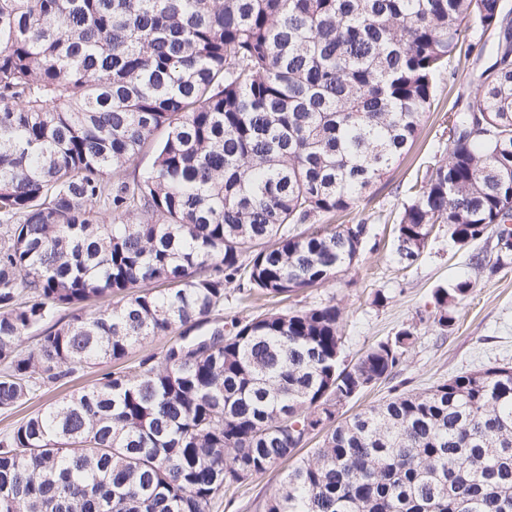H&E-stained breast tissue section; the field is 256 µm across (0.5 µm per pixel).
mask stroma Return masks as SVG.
Returning <instances> with one entry per match:
<instances>
[{"label": "stroma", "instance_id": "obj_1", "mask_svg": "<svg viewBox=\"0 0 512 512\" xmlns=\"http://www.w3.org/2000/svg\"><path fill=\"white\" fill-rule=\"evenodd\" d=\"M471 72L467 63L450 68L440 111L427 114L425 128L408 155L360 202L355 216L367 220L369 232L358 262L336 281L301 290L283 302L285 308L302 309L336 300L346 336L344 356L350 364L372 344L393 338L401 329H413L416 341L394 375L350 402L347 413L404 392L426 391L464 371L498 363L512 365V263L497 264L495 238L459 248L449 243L447 227L442 224L436 226L423 256L411 267L397 263L394 254L396 212L417 175L435 158L444 157L442 111L457 93L468 92ZM478 256L483 259L479 266L474 263ZM462 275L468 276L475 288L460 308L454 329L441 332L433 321L432 293ZM378 291L387 297L381 306L373 303ZM102 371V366H92L76 382L44 393L25 409L0 411V435L9 432L25 413L94 383ZM280 478L279 470L273 469L230 489L212 512H258L259 503L274 491Z\"/></svg>", "mask_w": 512, "mask_h": 512}]
</instances>
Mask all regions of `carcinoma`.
Segmentation results:
<instances>
[{
  "label": "carcinoma",
  "instance_id": "1",
  "mask_svg": "<svg viewBox=\"0 0 512 512\" xmlns=\"http://www.w3.org/2000/svg\"><path fill=\"white\" fill-rule=\"evenodd\" d=\"M477 32L493 61L396 217L406 266L437 224L512 256L507 0H0V411L178 333L0 439V512H210L314 435L261 512H512L511 365L343 416L411 329L348 368L333 298L221 315L229 289L284 300L358 260L363 219L290 227L356 209ZM473 288L434 291L441 330Z\"/></svg>",
  "mask_w": 512,
  "mask_h": 512
}]
</instances>
